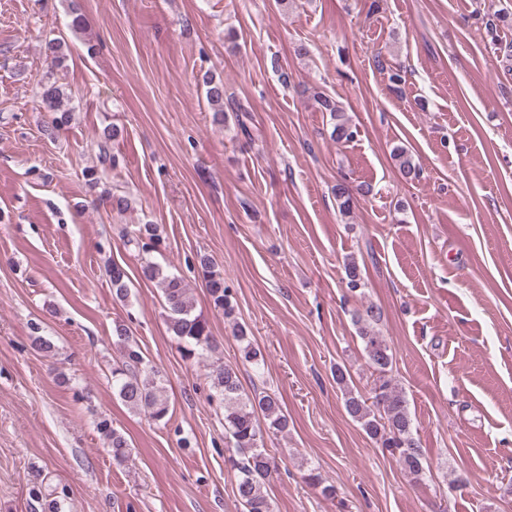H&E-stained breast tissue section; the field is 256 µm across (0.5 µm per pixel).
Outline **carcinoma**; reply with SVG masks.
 I'll return each instance as SVG.
<instances>
[{
  "label": "carcinoma",
  "mask_w": 512,
  "mask_h": 512,
  "mask_svg": "<svg viewBox=\"0 0 512 512\" xmlns=\"http://www.w3.org/2000/svg\"><path fill=\"white\" fill-rule=\"evenodd\" d=\"M43 54L51 65L59 68L66 60L65 42L55 37L45 41ZM206 97L212 111V121L224 124V83L205 78ZM39 97L49 134L54 135L71 120V98L63 85L49 82L41 85ZM322 111L329 113L334 121L331 136L338 143L348 142L357 130L348 123L344 112L335 100L326 95L317 96ZM120 130L113 125L103 133L98 144V160L101 168L83 172V177L92 189L99 187L101 175L108 167L116 166V156L110 153L108 142L119 136ZM401 178L413 183L420 178L421 169L411 154L403 148L392 152ZM98 202L108 204L112 212L121 215L129 209L128 197L107 189L97 196ZM138 249L141 272L144 278L157 282L163 295L165 321L171 334L178 340L182 354L187 359H206L214 350V336L209 322L202 314L194 313L193 303L181 276L164 269L154 262L151 253L161 246L162 239L157 226L139 224L131 238ZM199 268L210 303L214 310L222 313L232 324L233 337L240 344L244 361L259 366L264 363L262 350L252 341L249 327L237 316L236 301L224 276L216 272L212 262L202 257ZM347 288L352 291L363 286L358 261L351 256L346 259ZM106 274L112 284L115 297L121 301L128 297L129 276L126 269L112 262L106 266ZM381 316L378 307L369 305L357 316L355 324L364 344L367 364L372 369L373 386L370 396L365 397L349 386V374L336 367V384L343 391L344 408L358 422L367 436L391 455L397 457L405 471L417 478L424 473L423 454L413 434V425L405 395L392 377L393 354L386 340L372 327ZM113 336L120 346V360L112 368V385L125 405L142 413L155 422L168 420L170 405L163 396L164 380L160 372L145 358L137 343L130 340L129 325L117 323ZM211 378L216 400L224 411V439L235 454L227 457V464L237 471L236 496L242 512H271L270 498L265 485L275 469L272 459L264 448L265 437L281 433L288 428V415L276 395L268 392L245 393L241 387L236 368L217 362L211 366ZM97 431L105 440L112 460L122 464L129 456L130 444L123 432L115 428L112 420L101 418L96 423Z\"/></svg>",
  "instance_id": "obj_1"
}]
</instances>
